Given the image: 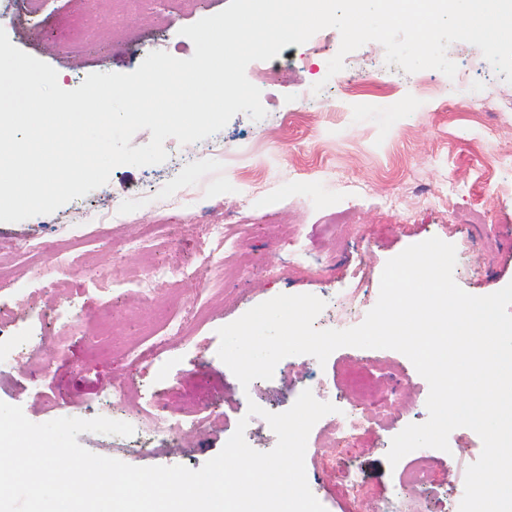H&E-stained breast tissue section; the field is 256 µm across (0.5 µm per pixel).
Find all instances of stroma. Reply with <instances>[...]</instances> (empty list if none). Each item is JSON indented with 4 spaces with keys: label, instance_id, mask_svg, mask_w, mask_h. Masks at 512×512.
I'll return each instance as SVG.
<instances>
[{
    "label": "stroma",
    "instance_id": "1",
    "mask_svg": "<svg viewBox=\"0 0 512 512\" xmlns=\"http://www.w3.org/2000/svg\"><path fill=\"white\" fill-rule=\"evenodd\" d=\"M229 0H190L179 13L170 0H152L146 10L100 16L102 31L116 38L72 46L57 29L67 0H43L39 15L27 0H0V28L23 52L49 64L66 90L93 73H129L153 51L190 58L194 45L182 27L219 13ZM338 30L323 29L302 45H288L279 56L251 62L248 80L261 91L266 110L255 121L236 114L219 132L220 154L206 141L189 145L167 139L165 162L116 167L102 192L123 209L117 234L137 238L147 224L168 222L170 234L148 239L142 251H128L127 264L223 262L233 247L251 257L247 267L224 277L222 292L206 282L192 285L181 298L182 316L207 308L208 322L188 335L173 336L166 352L153 356L155 342L141 320L127 310L140 302L126 288L98 287L109 274L113 251L98 233L95 201L102 192L74 199L62 211L75 221L61 224L56 214L17 223L0 222V251L16 270L13 285L0 288V308L15 306V291L39 294L31 309L19 312L10 336L0 340V401L20 406L34 423L60 417L104 416L127 421L112 387L126 383L142 397L144 421L129 437L86 432L78 442L92 453L135 466L183 465L201 468L215 457L247 419V443L272 450L277 437L249 403L272 413L288 410L307 385L328 388L329 401L342 410L355 405L344 383L356 366L381 365L411 377L419 400L394 426L362 430L344 458L362 478L375 504L401 512L407 496L398 468L387 453L394 436L428 418L427 381L402 353L390 349L342 347L326 363L310 355L281 360L272 379L244 391L217 355V331L252 307L280 294H311L325 301L317 329H347L340 313L358 304L367 314L379 297L386 262L410 245L437 237L456 248L455 282L484 296L512 283V165H491V146H512V112L485 111L484 100L512 101V83L497 74L480 50L466 42L449 46L455 77L427 69L407 73L385 62V49L370 42L352 52L357 68L329 74L328 62L340 47ZM283 73L270 82L269 73ZM320 92H313L314 84ZM463 194L441 196L447 179ZM402 201L398 215L384 210L387 196ZM354 209L355 224L335 221L338 211ZM224 227V242L208 227ZM63 251L64 270L50 266V253ZM111 306L120 328L114 355L91 356L98 341L97 314ZM142 359L127 357L130 349ZM198 421L200 432L189 430ZM322 424L308 436L305 455L309 488L326 512H359L361 504L324 477L337 458L314 452L322 443ZM432 481L421 494L428 512H451L464 494L466 469L452 455L433 450Z\"/></svg>",
    "mask_w": 512,
    "mask_h": 512
}]
</instances>
